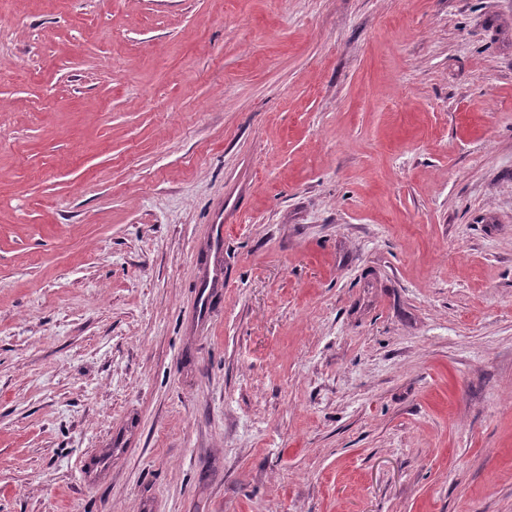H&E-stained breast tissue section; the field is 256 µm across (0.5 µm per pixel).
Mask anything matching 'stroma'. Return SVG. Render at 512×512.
I'll return each instance as SVG.
<instances>
[{
  "mask_svg": "<svg viewBox=\"0 0 512 512\" xmlns=\"http://www.w3.org/2000/svg\"><path fill=\"white\" fill-rule=\"evenodd\" d=\"M0 512H512V0H0Z\"/></svg>",
  "mask_w": 512,
  "mask_h": 512,
  "instance_id": "obj_1",
  "label": "stroma"
}]
</instances>
